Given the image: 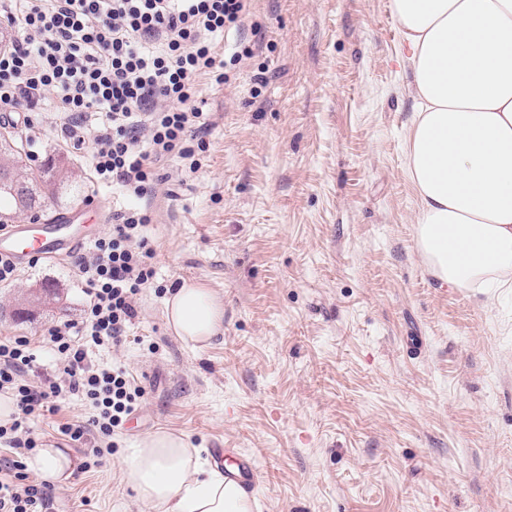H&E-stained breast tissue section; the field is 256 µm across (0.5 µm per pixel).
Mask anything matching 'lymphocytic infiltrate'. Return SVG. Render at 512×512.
Segmentation results:
<instances>
[{"instance_id":"1","label":"lymphocytic infiltrate","mask_w":512,"mask_h":512,"mask_svg":"<svg viewBox=\"0 0 512 512\" xmlns=\"http://www.w3.org/2000/svg\"><path fill=\"white\" fill-rule=\"evenodd\" d=\"M248 0H0V26L15 32L0 51V106L30 113L55 94L63 141L83 140L92 114L105 122L93 137L95 181L132 198L113 211L112 231L74 266L85 284L80 320H60L41 340L0 336V393L14 411L0 424V445L16 457L0 469V512H49L51 487L31 476L22 458L40 447L32 426L70 399L91 404L88 421L65 423L59 434L85 441L111 438L143 396L121 366L99 364L90 349L122 345L136 315V299L154 276L145 229L153 217L142 200L153 188V164L176 154L197 171L196 148L206 126L194 108L197 80H225L226 63L253 57L246 46L224 58L213 37L238 26ZM148 139L149 151L138 144Z\"/></svg>"}]
</instances>
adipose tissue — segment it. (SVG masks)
Listing matches in <instances>:
<instances>
[{
  "mask_svg": "<svg viewBox=\"0 0 512 512\" xmlns=\"http://www.w3.org/2000/svg\"><path fill=\"white\" fill-rule=\"evenodd\" d=\"M412 71L416 112L405 174L418 198L415 240L428 272L457 288L512 283V0H390ZM168 328L205 347L224 305L183 282L165 301ZM139 501L164 512H257L258 498L206 465L182 436L157 431L125 460Z\"/></svg>",
  "mask_w": 512,
  "mask_h": 512,
  "instance_id": "ef3b65f1",
  "label": "adipose tissue"
}]
</instances>
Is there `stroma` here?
<instances>
[{
  "label": "stroma",
  "mask_w": 512,
  "mask_h": 512,
  "mask_svg": "<svg viewBox=\"0 0 512 512\" xmlns=\"http://www.w3.org/2000/svg\"><path fill=\"white\" fill-rule=\"evenodd\" d=\"M262 42L259 57L216 84L198 80L211 127L196 173L155 165L148 236L153 285L123 347L94 359L125 365L143 391L96 467L58 425L88 420L62 405L35 434L78 461L54 486L52 512H149L123 460L157 430L211 460L231 448L256 468L259 512H512V288H451L427 271L414 241L417 197L405 175L416 103L389 0H249L220 52ZM46 100L38 135L19 150L74 174L19 224L72 214L90 199V144L57 139ZM224 301V329L201 350L167 327L168 289L182 281ZM50 283L58 298L15 311ZM84 284L69 260L28 261L0 283V336L39 338L80 319Z\"/></svg>",
  "instance_id": "stroma-1"
}]
</instances>
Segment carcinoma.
<instances>
[{
	"label": "carcinoma",
	"mask_w": 512,
	"mask_h": 512,
	"mask_svg": "<svg viewBox=\"0 0 512 512\" xmlns=\"http://www.w3.org/2000/svg\"><path fill=\"white\" fill-rule=\"evenodd\" d=\"M20 152L13 147L0 150V173H9L13 177L11 183L0 185V202L4 201L14 214L35 209L40 199L47 194H55L58 187L69 180L68 170L59 168L53 179L42 176L26 168L18 166Z\"/></svg>",
	"instance_id": "1"
}]
</instances>
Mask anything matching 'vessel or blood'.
<instances>
[{"label": "vessel or blood", "instance_id": "vessel-or-blood-1", "mask_svg": "<svg viewBox=\"0 0 512 512\" xmlns=\"http://www.w3.org/2000/svg\"><path fill=\"white\" fill-rule=\"evenodd\" d=\"M89 240L62 216L52 224H15L1 230L0 255L56 260L63 251Z\"/></svg>", "mask_w": 512, "mask_h": 512}]
</instances>
